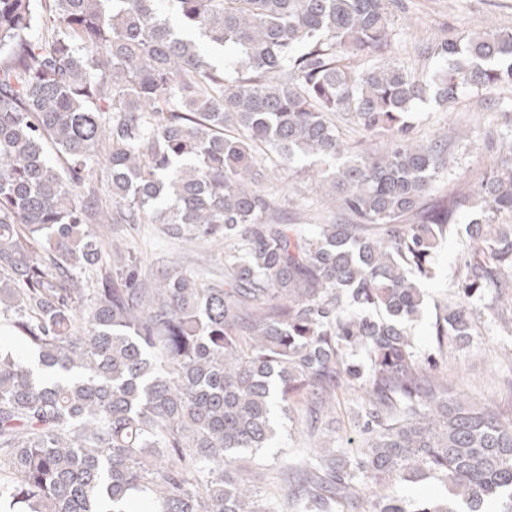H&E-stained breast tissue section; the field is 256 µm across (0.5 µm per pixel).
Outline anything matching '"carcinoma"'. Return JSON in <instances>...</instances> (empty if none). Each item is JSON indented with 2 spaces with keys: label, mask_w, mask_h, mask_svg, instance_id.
I'll list each match as a JSON object with an SVG mask.
<instances>
[{
  "label": "carcinoma",
  "mask_w": 512,
  "mask_h": 512,
  "mask_svg": "<svg viewBox=\"0 0 512 512\" xmlns=\"http://www.w3.org/2000/svg\"><path fill=\"white\" fill-rule=\"evenodd\" d=\"M398 0H0V512H512V416L448 389L406 324L461 214L470 253L438 306V349L472 305L512 327V139L473 193L424 207L448 142L418 143L428 91L512 84V32L440 41L430 80L392 59ZM234 49L228 72L211 53ZM384 142L349 154L337 120ZM54 150L63 165L53 163ZM102 164L112 210L87 181ZM298 155L347 216L307 234L267 192ZM224 242V280L130 254L88 224ZM93 274V297L72 272ZM356 383L362 444L325 414ZM310 449L271 473L277 415ZM448 485L443 502L400 494ZM372 489L371 507L360 489Z\"/></svg>",
  "instance_id": "obj_1"
}]
</instances>
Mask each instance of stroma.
<instances>
[{"label":"stroma","mask_w":512,"mask_h":512,"mask_svg":"<svg viewBox=\"0 0 512 512\" xmlns=\"http://www.w3.org/2000/svg\"><path fill=\"white\" fill-rule=\"evenodd\" d=\"M512 29V0H405V9L394 17V60L412 65L418 75L429 76L434 62L422 60L419 50L428 43L455 39L487 28ZM512 100V84L500 86L492 94L468 92L451 104L428 100L419 104L413 116L412 135L426 141L433 137L448 140L452 165L423 197L430 204L442 197L471 194L483 172L492 164L490 155L475 148V138L486 131L512 134V112L493 110V103ZM293 167L294 177L282 178L274 190L288 209L290 219L296 220L307 233L316 229L315 221L327 218L331 206L317 192L311 178L316 167L314 158H298ZM301 188L313 201L316 218L299 216L293 188ZM90 232L104 233L106 239L120 240L141 257L147 272L158 273L170 261L188 259L193 276L215 281L224 276V254L203 243H185L168 237L160 224L90 225ZM462 236L451 235L438 251L434 261V276L422 284L425 304L418 320L409 332L421 355L432 356L436 372L447 380L455 391H463L481 403L493 402L499 408L512 411V362L504 355L512 348V335L492 330L486 310L475 315L479 340L465 348L438 350L433 336V323L439 305L454 296L457 267L464 250Z\"/></svg>","instance_id":"obj_1"}]
</instances>
